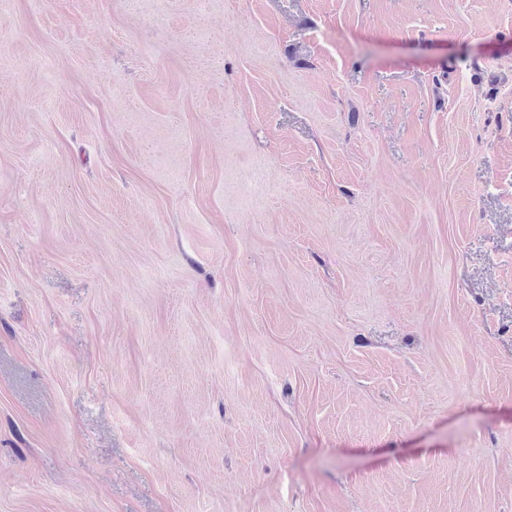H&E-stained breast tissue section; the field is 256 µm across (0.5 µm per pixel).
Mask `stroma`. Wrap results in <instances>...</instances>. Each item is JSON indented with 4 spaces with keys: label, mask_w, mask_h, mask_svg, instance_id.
Segmentation results:
<instances>
[{
    "label": "stroma",
    "mask_w": 512,
    "mask_h": 512,
    "mask_svg": "<svg viewBox=\"0 0 512 512\" xmlns=\"http://www.w3.org/2000/svg\"><path fill=\"white\" fill-rule=\"evenodd\" d=\"M0 512H512V0H9Z\"/></svg>",
    "instance_id": "stroma-1"
}]
</instances>
